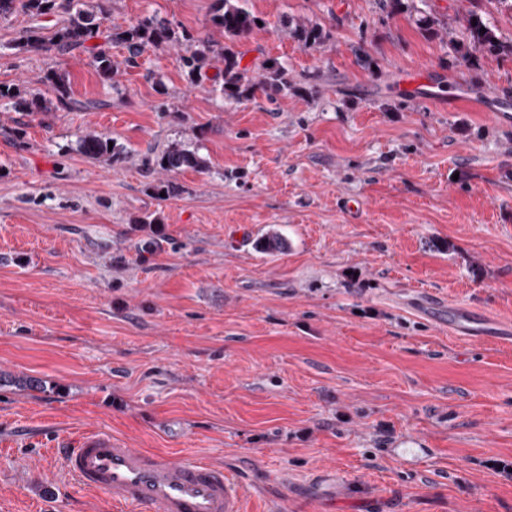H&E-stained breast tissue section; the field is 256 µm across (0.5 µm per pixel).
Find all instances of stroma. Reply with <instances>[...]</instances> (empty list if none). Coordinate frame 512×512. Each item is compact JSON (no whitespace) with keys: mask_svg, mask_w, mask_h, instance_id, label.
Instances as JSON below:
<instances>
[{"mask_svg":"<svg viewBox=\"0 0 512 512\" xmlns=\"http://www.w3.org/2000/svg\"><path fill=\"white\" fill-rule=\"evenodd\" d=\"M217 5L109 0L103 25L152 17L198 39ZM246 6L260 25L242 64L277 61L288 96L231 105L192 85L189 41L132 64L112 44L105 83L82 50H15L59 15L0 21V86L62 70L92 105L0 103V512H117L55 453L88 433L222 466L247 512H512L496 469L512 462V125L488 112L512 113V11L484 7L507 51L465 60L463 27L431 37L382 0ZM292 18L326 42L303 47ZM427 66L471 104L403 94ZM89 131L122 160L85 156ZM174 145L206 170L162 171ZM271 229L286 248L258 252ZM448 307L476 335L451 332Z\"/></svg>","mask_w":512,"mask_h":512,"instance_id":"35a3bbf8","label":"stroma"}]
</instances>
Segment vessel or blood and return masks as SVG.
Returning <instances> with one entry per match:
<instances>
[{"label":"vessel or blood","instance_id":"1","mask_svg":"<svg viewBox=\"0 0 512 512\" xmlns=\"http://www.w3.org/2000/svg\"><path fill=\"white\" fill-rule=\"evenodd\" d=\"M437 82L455 86L453 105L468 103L455 75L430 69L412 73L401 90L415 93ZM57 453L83 489L107 494L126 512H245L243 493L231 474L206 462L148 454L107 434L62 441Z\"/></svg>","mask_w":512,"mask_h":512}]
</instances>
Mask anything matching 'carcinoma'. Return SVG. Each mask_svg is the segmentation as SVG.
Here are the masks:
<instances>
[{
  "label": "carcinoma",
  "mask_w": 512,
  "mask_h": 512,
  "mask_svg": "<svg viewBox=\"0 0 512 512\" xmlns=\"http://www.w3.org/2000/svg\"><path fill=\"white\" fill-rule=\"evenodd\" d=\"M211 24L220 38L209 34L199 40L200 48L188 55L179 56V63L190 82L194 85L206 77L205 69L217 67L214 82L220 85L224 98L239 102L262 89L271 100L286 96L292 91L286 72L277 63L263 62L259 78L249 75V70L241 66L242 54L236 50L235 42L250 35L257 27L258 18L244 6L245 0H218ZM27 13L37 20L51 13L61 12L66 18L54 31L52 37L45 39L39 27L32 26L20 33L15 48L27 53H47L56 51L67 54L77 49L86 48V43L94 38L104 37V43L89 47L90 64L105 80H112L118 65L112 61L109 45L119 43L126 46L129 57L126 63L134 59L146 48L161 49L179 45L188 40V36L178 29L153 18H143L125 29L112 28L106 32L100 30L106 10L103 0H0V19H6L17 10ZM423 32L431 36L449 35L448 20L433 14L424 15L419 20ZM463 26L469 34L473 48L495 52L503 49L495 32L489 28L483 17L475 11L463 18ZM284 28L296 37L304 47H315L322 44L326 35L317 26L291 21ZM52 96L42 92L22 91L18 87H0V98L16 101L20 110L31 114L50 112L53 110L71 111L78 103L71 98V87L68 74L51 70L44 76ZM112 138L95 132L85 133L79 137V148L89 158L113 164L119 160L121 148L109 145ZM160 168L165 172H179L185 169L204 171L205 161L196 153L174 146L166 151L159 160ZM283 246L280 235L271 230L256 242V247L267 253H275Z\"/></svg>",
  "instance_id": "carcinoma-1"
}]
</instances>
